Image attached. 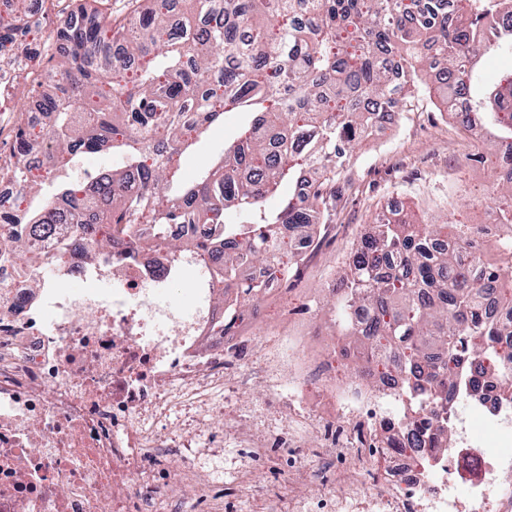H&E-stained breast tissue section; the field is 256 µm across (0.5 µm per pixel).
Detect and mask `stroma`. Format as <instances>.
<instances>
[{
    "label": "stroma",
    "mask_w": 512,
    "mask_h": 512,
    "mask_svg": "<svg viewBox=\"0 0 512 512\" xmlns=\"http://www.w3.org/2000/svg\"><path fill=\"white\" fill-rule=\"evenodd\" d=\"M38 26L27 41L37 52L31 61L33 72L50 70L53 62L47 43L55 38L58 19L52 4L37 14ZM418 78L412 97L392 124L373 133L336 170V199L329 225L317 226L320 245L316 253L298 267L289 269L286 292H273L249 301L255 324L251 335L239 346L236 356L248 360L260 346L258 336L269 333L271 346L285 338L302 337L311 349L325 351L334 342L336 328L331 321L335 297L329 289L342 280L353 245L369 231L375 215L392 203H400L401 220H422L427 224L485 225L492 221L488 190L493 172L475 158L476 152L494 154L498 140L484 135L479 144L469 143L466 134L453 129L448 116L436 106L431 89L433 70L414 60ZM32 80L17 78L0 88V107L9 120L0 123V160L11 156L14 133L23 104L30 95ZM241 126L238 113L229 112L223 123L213 127L196 148L183 159V171L194 177L223 152L225 140L235 137ZM289 309L280 317V309ZM281 386L279 397L262 400V388L238 381L234 367H227L224 380V415L232 423L224 429V476L212 487L218 496L235 499L237 512H265L263 491L242 482L234 462L245 448L236 441L239 429L261 437L273 436L283 418L279 398L289 393Z\"/></svg>",
    "instance_id": "stroma-1"
}]
</instances>
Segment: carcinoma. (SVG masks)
I'll list each match as a JSON object with an SVG mask.
<instances>
[{"label": "carcinoma", "mask_w": 512, "mask_h": 512, "mask_svg": "<svg viewBox=\"0 0 512 512\" xmlns=\"http://www.w3.org/2000/svg\"><path fill=\"white\" fill-rule=\"evenodd\" d=\"M187 0L191 18L171 16L172 0H134L129 18L112 20L81 4L57 31L66 40L58 63L35 80L38 108L52 136L42 150L47 173L67 169L83 153L120 157L91 185L81 179L44 181L29 156L35 134L17 122L13 152L0 171L13 174L21 200L37 207L13 225L14 257L29 254L56 222L57 204L76 225L110 224L96 246L112 249L132 224H199L224 237L221 301L236 292L258 296L253 271L281 275L298 264V242L323 224L332 206L327 185L344 157L376 125L380 112H399L414 77L408 58L437 70V107L469 131L477 120L498 141L512 140V78L474 95L482 57L512 52V0ZM31 0H11L0 14V53L26 40ZM26 57H0V80ZM244 113L243 135L224 144L203 175L177 178L180 157L224 113ZM493 212L512 224V167L490 161ZM293 187L278 211L264 199ZM240 218L226 220L229 209ZM482 229L465 224H393L377 220L353 250L338 315L346 335L356 309L371 314L374 362L401 376L403 419L426 431L415 445L433 444L428 401L452 393L460 365L472 382L499 370L512 374V287L501 268L479 258ZM454 238L453 251L428 243Z\"/></svg>", "instance_id": "1"}]
</instances>
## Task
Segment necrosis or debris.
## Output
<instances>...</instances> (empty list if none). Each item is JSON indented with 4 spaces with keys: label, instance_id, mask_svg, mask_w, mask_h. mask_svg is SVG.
Masks as SVG:
<instances>
[{
    "label": "necrosis or debris",
    "instance_id": "1",
    "mask_svg": "<svg viewBox=\"0 0 512 512\" xmlns=\"http://www.w3.org/2000/svg\"><path fill=\"white\" fill-rule=\"evenodd\" d=\"M127 246L97 253L68 220L41 240L54 279L0 261V512H234L199 470L198 436L224 427V331L215 288L193 308L163 293L194 253L172 256L135 224ZM346 341L337 358L310 362L297 345L286 365H268L273 386L328 421L344 415L359 434L395 433L399 377L369 365L336 377L337 359H366ZM503 375L461 380L435 405L447 438L437 448H391L365 464L305 483L311 466L288 469V496L309 512H512V398ZM486 425L478 432L474 420Z\"/></svg>",
    "mask_w": 512,
    "mask_h": 512
}]
</instances>
